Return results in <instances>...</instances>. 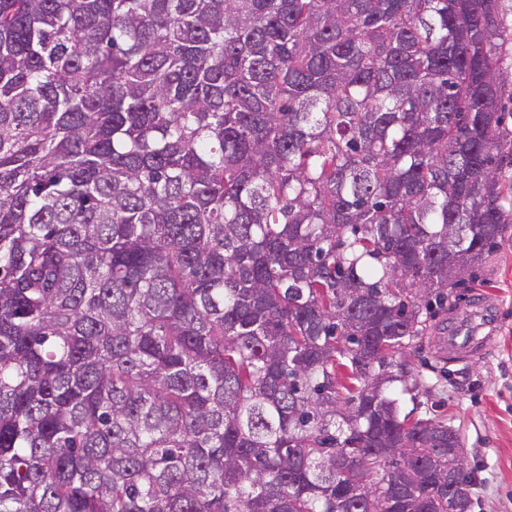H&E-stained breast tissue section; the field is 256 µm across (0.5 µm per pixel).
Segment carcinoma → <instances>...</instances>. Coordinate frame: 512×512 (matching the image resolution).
Returning a JSON list of instances; mask_svg holds the SVG:
<instances>
[{"mask_svg":"<svg viewBox=\"0 0 512 512\" xmlns=\"http://www.w3.org/2000/svg\"><path fill=\"white\" fill-rule=\"evenodd\" d=\"M498 0H0V512H472L394 357L512 226Z\"/></svg>","mask_w":512,"mask_h":512,"instance_id":"carcinoma-1","label":"carcinoma"}]
</instances>
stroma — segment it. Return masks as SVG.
<instances>
[{"label": "stroma", "instance_id": "obj_1", "mask_svg": "<svg viewBox=\"0 0 512 512\" xmlns=\"http://www.w3.org/2000/svg\"><path fill=\"white\" fill-rule=\"evenodd\" d=\"M479 294L492 301L500 334L482 356L450 362L425 331L401 356L419 382L401 406L459 432L473 471V512H512V229L474 281L451 289L448 305L465 309Z\"/></svg>", "mask_w": 512, "mask_h": 512}]
</instances>
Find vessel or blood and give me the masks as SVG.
<instances>
[{"label":"vessel or blood","mask_w":512,"mask_h":512,"mask_svg":"<svg viewBox=\"0 0 512 512\" xmlns=\"http://www.w3.org/2000/svg\"><path fill=\"white\" fill-rule=\"evenodd\" d=\"M500 324L492 306L482 298L472 300L468 307L452 317L439 338L441 352L466 357L480 354L491 336L497 335Z\"/></svg>","instance_id":"obj_1"}]
</instances>
